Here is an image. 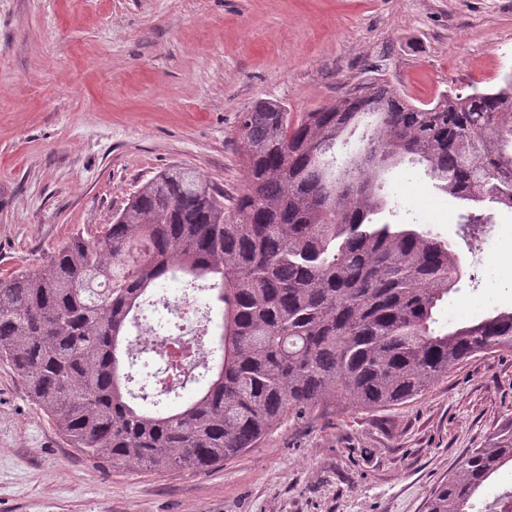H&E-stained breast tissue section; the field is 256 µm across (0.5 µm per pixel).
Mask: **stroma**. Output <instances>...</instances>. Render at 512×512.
<instances>
[{
	"instance_id": "1",
	"label": "stroma",
	"mask_w": 512,
	"mask_h": 512,
	"mask_svg": "<svg viewBox=\"0 0 512 512\" xmlns=\"http://www.w3.org/2000/svg\"><path fill=\"white\" fill-rule=\"evenodd\" d=\"M512 73V0H0V276L97 235L158 172L235 196V131L260 99L292 115L386 81L414 103ZM380 222L455 238L459 204L409 164ZM440 322L512 306L486 241ZM512 416V352L482 354L387 410L329 403L206 473L114 471L60 438L0 362V512H425Z\"/></svg>"
}]
</instances>
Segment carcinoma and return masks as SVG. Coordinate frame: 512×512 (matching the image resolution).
<instances>
[{
	"label": "carcinoma",
	"mask_w": 512,
	"mask_h": 512,
	"mask_svg": "<svg viewBox=\"0 0 512 512\" xmlns=\"http://www.w3.org/2000/svg\"><path fill=\"white\" fill-rule=\"evenodd\" d=\"M366 122L360 146L334 147ZM236 138L242 190L184 167L143 184L104 231L0 278V361L68 446L112 469L205 473L285 419L329 402L367 411L425 395L461 363L512 351V306L438 325L467 275L456 244L423 224H380L382 172L409 162L448 198L512 209V75L417 105L383 81L293 117L260 99ZM490 221L459 215L468 249ZM175 275L204 293L198 346L216 360L137 378L145 306ZM221 308L210 330L213 305ZM205 380L174 405L177 389ZM512 465V421L473 448L426 512H472Z\"/></svg>",
	"instance_id": "cac0c4a2"
}]
</instances>
